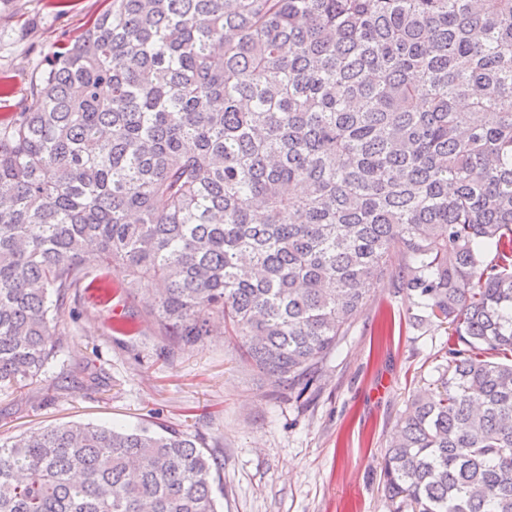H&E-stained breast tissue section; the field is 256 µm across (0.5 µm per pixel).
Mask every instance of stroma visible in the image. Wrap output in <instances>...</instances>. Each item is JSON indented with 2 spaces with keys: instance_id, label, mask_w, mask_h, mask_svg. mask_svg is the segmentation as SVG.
Segmentation results:
<instances>
[{
  "instance_id": "1",
  "label": "stroma",
  "mask_w": 512,
  "mask_h": 512,
  "mask_svg": "<svg viewBox=\"0 0 512 512\" xmlns=\"http://www.w3.org/2000/svg\"><path fill=\"white\" fill-rule=\"evenodd\" d=\"M106 0H0V126L26 103L59 36L74 39ZM86 288L59 325L56 354L19 393H0V439L68 422L161 426L196 436L216 463L219 512H390L383 457L414 395L437 378L448 336L417 321L391 281L304 393L275 388L241 343L174 346L117 273L87 261ZM96 384L86 381L87 375Z\"/></svg>"
}]
</instances>
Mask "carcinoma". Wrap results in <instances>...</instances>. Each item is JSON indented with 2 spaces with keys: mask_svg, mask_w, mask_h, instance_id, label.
Wrapping results in <instances>:
<instances>
[{
  "mask_svg": "<svg viewBox=\"0 0 512 512\" xmlns=\"http://www.w3.org/2000/svg\"><path fill=\"white\" fill-rule=\"evenodd\" d=\"M92 256L302 392L392 279L448 348L385 497L512 512V0H110L0 129V391ZM213 470L188 434L49 426L0 442V512H217Z\"/></svg>",
  "mask_w": 512,
  "mask_h": 512,
  "instance_id": "obj_1",
  "label": "carcinoma"
}]
</instances>
